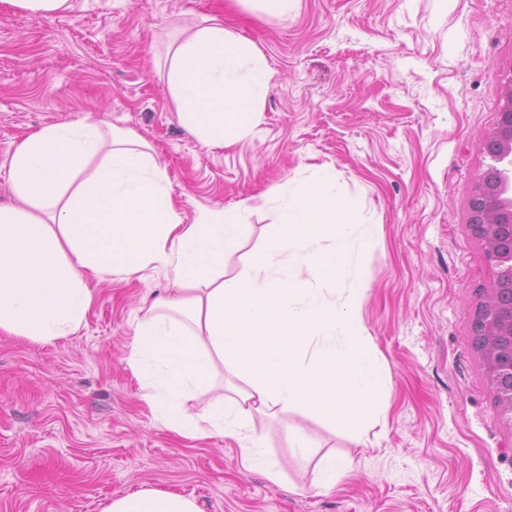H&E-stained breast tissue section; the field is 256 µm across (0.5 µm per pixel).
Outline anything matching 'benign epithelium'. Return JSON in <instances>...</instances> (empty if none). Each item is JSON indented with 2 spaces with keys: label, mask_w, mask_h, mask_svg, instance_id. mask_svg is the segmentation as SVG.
Returning <instances> with one entry per match:
<instances>
[{
  "label": "benign epithelium",
  "mask_w": 512,
  "mask_h": 512,
  "mask_svg": "<svg viewBox=\"0 0 512 512\" xmlns=\"http://www.w3.org/2000/svg\"><path fill=\"white\" fill-rule=\"evenodd\" d=\"M503 75V105L482 138L483 151H494L497 171L489 186L478 180L466 227L493 271L472 330L500 415L512 425V67Z\"/></svg>",
  "instance_id": "obj_1"
}]
</instances>
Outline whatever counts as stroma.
Wrapping results in <instances>:
<instances>
[{
    "mask_svg": "<svg viewBox=\"0 0 512 512\" xmlns=\"http://www.w3.org/2000/svg\"><path fill=\"white\" fill-rule=\"evenodd\" d=\"M70 2L43 15L0 0V204L14 200L23 137L103 118L153 145L184 223L248 205L231 277L275 221L263 194L298 167H333L377 219L360 307L390 386L384 420L361 438L311 415L256 416L286 474L275 485L244 471L231 441L175 435L142 402L125 357L167 271L102 282L82 328L55 345L0 334V512H105L139 489L200 512H512V425L471 340L493 272L465 228L512 65V0H298L281 19L249 0ZM218 14L273 77L252 133L206 148L177 120L166 34ZM292 424L316 440L308 455L290 447ZM327 456L349 471L320 494Z\"/></svg>",
    "mask_w": 512,
    "mask_h": 512,
    "instance_id": "35a3bbf8",
    "label": "stroma"
}]
</instances>
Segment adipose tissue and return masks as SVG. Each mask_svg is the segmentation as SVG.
Instances as JSON below:
<instances>
[{"label":"adipose tissue","mask_w":512,"mask_h":512,"mask_svg":"<svg viewBox=\"0 0 512 512\" xmlns=\"http://www.w3.org/2000/svg\"><path fill=\"white\" fill-rule=\"evenodd\" d=\"M166 70L181 124L206 147L248 134L272 77L260 50L217 17L171 35ZM9 178L17 202L0 205V332L54 344L83 326L91 282L160 266L174 288L137 320L126 362L166 429L230 440L241 467L279 484L255 415L310 414L359 435L383 420L389 376L359 307L374 217L343 194L333 168H298L264 194L276 222L234 277L224 258L242 246L244 208L183 223L165 165L133 129L44 125L16 146ZM203 396V412L189 413ZM105 512L199 509L145 489Z\"/></svg>","instance_id":"1"}]
</instances>
